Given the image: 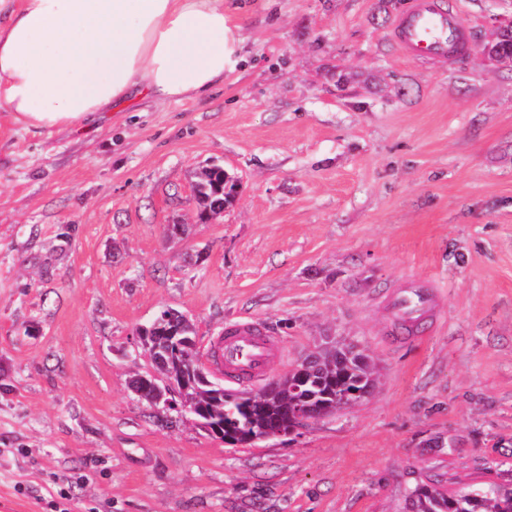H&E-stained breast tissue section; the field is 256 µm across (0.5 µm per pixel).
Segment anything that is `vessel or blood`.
I'll use <instances>...</instances> for the list:
<instances>
[{
    "label": "vessel or blood",
    "mask_w": 512,
    "mask_h": 512,
    "mask_svg": "<svg viewBox=\"0 0 512 512\" xmlns=\"http://www.w3.org/2000/svg\"><path fill=\"white\" fill-rule=\"evenodd\" d=\"M389 39L401 55L431 62H452L470 48L464 22L445 9L441 0H408L389 30ZM435 304L432 288L417 280L391 290L386 297L393 319L411 330L432 315ZM280 355L276 337L254 323L238 321L225 326L207 358L225 380L248 384L263 379Z\"/></svg>",
    "instance_id": "1"
}]
</instances>
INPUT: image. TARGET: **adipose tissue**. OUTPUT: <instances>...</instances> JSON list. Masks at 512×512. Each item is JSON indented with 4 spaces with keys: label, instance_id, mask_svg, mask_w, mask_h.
I'll return each instance as SVG.
<instances>
[{
    "label": "adipose tissue",
    "instance_id": "ef3b65f1",
    "mask_svg": "<svg viewBox=\"0 0 512 512\" xmlns=\"http://www.w3.org/2000/svg\"><path fill=\"white\" fill-rule=\"evenodd\" d=\"M225 0H0V109L66 129L134 97L200 100L236 62Z\"/></svg>",
    "mask_w": 512,
    "mask_h": 512
}]
</instances>
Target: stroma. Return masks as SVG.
<instances>
[{"label":"stroma","instance_id":"35a3bbf8","mask_svg":"<svg viewBox=\"0 0 512 512\" xmlns=\"http://www.w3.org/2000/svg\"><path fill=\"white\" fill-rule=\"evenodd\" d=\"M405 2L235 0L239 61L205 100L40 133L0 111V512H406L431 479L512 488V66L478 52L512 0H447L473 49L444 67L387 40ZM214 165L238 188L203 223ZM411 278L437 294L419 341L379 302ZM165 308L202 350L260 324L275 377L347 337L380 386L225 444L129 388L154 370L134 330ZM344 407L345 406L340 403L336 404L334 407L316 409L315 407H309L308 405H297V402H293V405L290 406L292 412V426H290L287 430H284L283 428H276L274 431L269 433L266 439L293 435L299 428L303 427L304 425H307L312 421L333 415Z\"/></svg>","mask_w":512,"mask_h":512}]
</instances>
